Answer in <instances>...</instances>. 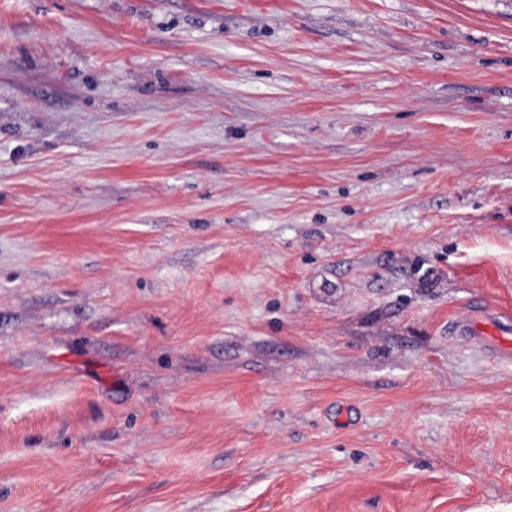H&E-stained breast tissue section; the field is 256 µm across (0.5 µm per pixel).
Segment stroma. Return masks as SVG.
I'll list each match as a JSON object with an SVG mask.
<instances>
[{
  "mask_svg": "<svg viewBox=\"0 0 512 512\" xmlns=\"http://www.w3.org/2000/svg\"><path fill=\"white\" fill-rule=\"evenodd\" d=\"M512 0H0V512H512ZM454 331L458 334L469 336H485L496 342L505 350H510L512 340L504 336H510V332L500 325H488L474 321L469 314H462L453 322Z\"/></svg>",
  "mask_w": 512,
  "mask_h": 512,
  "instance_id": "1",
  "label": "stroma"
}]
</instances>
